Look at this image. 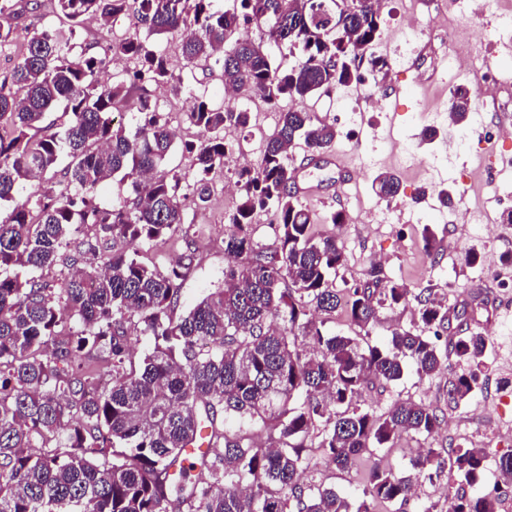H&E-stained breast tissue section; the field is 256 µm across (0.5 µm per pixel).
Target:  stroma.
<instances>
[{
	"label": "stroma",
	"mask_w": 512,
	"mask_h": 512,
	"mask_svg": "<svg viewBox=\"0 0 512 512\" xmlns=\"http://www.w3.org/2000/svg\"><path fill=\"white\" fill-rule=\"evenodd\" d=\"M38 2V9L12 20L13 40L0 48V77L11 69L34 31L56 23L53 0ZM483 2L480 13L463 17L457 0H385L384 24L373 52L390 65L386 76L373 80L372 88L382 97L399 90V98H393L390 110L381 112L365 105L351 84L302 101V108L335 125L337 138L330 152L344 156L348 168L343 171L327 164L314 172L304 146L289 154L298 176L311 174L322 182L320 194L309 199L308 205L315 213L317 234L337 237L343 248L337 288L363 281L370 269H378L411 292L427 288L447 302L448 323L440 332L441 344L478 332L488 345L479 386L459 407H449L448 387L457 376L468 373L469 367L457 361L425 379L410 366L400 380L378 382L363 392L364 402L377 410L409 399L435 408L444 421L438 433L404 434L376 450L378 464L406 469L409 459L422 448H481L486 454L485 472L476 483L451 482L444 471L421 480L408 503H382L378 512H422L430 504L436 505L437 512H448L452 486L468 496L494 495L500 482L495 462L512 452V404L498 403L501 390L512 386V224L494 222L497 200L490 183L491 175L505 170L512 160V135L497 141L495 155L485 167L475 163L485 147L484 127L495 115L512 117V56L505 54L507 47H512V38L502 33L498 21L501 14L512 13V0ZM407 15L418 20L419 38L414 50L396 63L392 60L398 45L394 32ZM155 42L184 86L178 95L167 87L152 90L177 144L165 169L188 178L193 175L192 158L181 149L183 143H198L203 138L186 120L193 95L203 93L215 105L227 104L234 110L245 107L251 113L248 127L225 128L231 157L223 168L210 174L212 193L206 207L186 205V238L138 248L140 261L164 272L180 259L185 240L194 242L197 263L184 281L178 306L184 312L224 284V271L230 263L224 253V218L238 200L237 195L225 192L224 184L234 179L238 163L259 167L265 139L276 129L279 114L258 96L225 101L222 71L212 61L187 63L178 39L159 36ZM456 43L483 55L484 68L441 66V59ZM490 71L498 79L495 110L486 109L478 97L468 123L451 124L447 114L450 89L460 83L477 90ZM407 144L413 146L416 162L406 161L403 147ZM382 172L399 179L400 191L394 199L379 197L372 188L374 178ZM446 191L452 193L453 201L444 205L439 196ZM335 211L343 212L344 224H331L329 216ZM429 231L439 244L431 255L424 241ZM472 252L479 257L474 265L465 261Z\"/></svg>",
	"instance_id": "obj_1"
}]
</instances>
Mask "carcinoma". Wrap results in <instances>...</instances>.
I'll return each mask as SVG.
<instances>
[{"label":"carcinoma","mask_w":512,"mask_h":512,"mask_svg":"<svg viewBox=\"0 0 512 512\" xmlns=\"http://www.w3.org/2000/svg\"><path fill=\"white\" fill-rule=\"evenodd\" d=\"M334 2L307 0L290 12L282 0H230L223 8L215 0H55L60 26L36 32L0 81V202L9 203L0 209V512H374L378 502L409 501L419 477L445 466L467 482L479 479L482 449L425 448L410 459L414 476L374 467L356 498L300 482L316 467L314 448L326 466L345 471L401 434L440 428L436 409L409 399L382 413L365 405L370 383L400 380L408 360L430 378L452 355L477 367L486 354L479 333L438 344L448 304L426 288L414 295L423 329L396 330L385 345L367 340L379 309L407 304L410 290L373 269L364 283L336 289L342 248L315 235L314 212L291 191L289 149L298 140L312 153L330 148L334 124L302 109L280 112L261 165L239 169L240 200L227 216L224 254L245 263L228 267L224 286L183 315L173 312L196 260L193 242L165 273L127 251L183 233L184 201L205 206L208 175L224 165L225 126L251 120L245 109L197 97L186 119L206 138L184 145L193 180L158 173L175 138L150 86L178 94L183 83L150 37L180 36L188 63L215 59L236 94L277 108L350 84L364 62L374 74L386 71L372 52L379 0H360L344 19ZM118 16L146 37L109 46L135 70L101 84L104 58L79 40L85 21ZM258 21L259 39L240 32V23ZM274 48L282 51L278 63ZM133 90L140 120L128 129L112 113ZM60 106L69 117L63 132L32 133ZM472 111L469 90L453 89L450 120ZM58 167L74 192L44 178ZM115 177L136 197L106 209L96 191ZM373 187L387 199L399 192L389 173ZM261 211L275 218L272 248L254 239ZM84 225L94 233L69 257L67 277L54 285L28 276L55 267ZM311 309L339 310L360 333L331 335ZM133 330L153 343L138 369L127 366ZM477 385V373L459 376L448 402L460 405ZM257 426L272 427L267 443L250 442ZM204 429L207 452L183 467L184 449ZM454 498L453 512H497L496 498Z\"/></svg>","instance_id":"cac0c4a2"}]
</instances>
